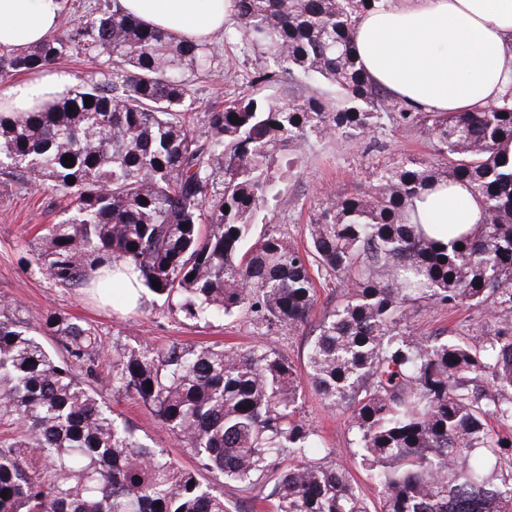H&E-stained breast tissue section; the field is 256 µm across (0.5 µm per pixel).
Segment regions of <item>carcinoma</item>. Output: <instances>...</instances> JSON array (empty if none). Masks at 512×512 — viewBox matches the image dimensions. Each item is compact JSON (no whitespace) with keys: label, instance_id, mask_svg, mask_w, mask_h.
Returning a JSON list of instances; mask_svg holds the SVG:
<instances>
[{"label":"carcinoma","instance_id":"1","mask_svg":"<svg viewBox=\"0 0 512 512\" xmlns=\"http://www.w3.org/2000/svg\"><path fill=\"white\" fill-rule=\"evenodd\" d=\"M379 2L236 0L246 44L285 74L333 86L334 107L318 96L278 105L244 94L203 115L205 138L183 106L211 44L107 2L83 19L63 12L41 44L0 51V81L74 53L100 59L101 78L0 115V175L68 199L67 217L34 254L61 286L122 262L191 318L245 309L293 331L314 303L311 268L347 277L309 349L307 380L350 419L354 455L381 488L379 512H512V90L479 112H423L389 95L352 50L355 25ZM386 118L425 127L436 163L379 169L369 194L323 209L307 250L253 238L277 148L311 134L369 147ZM436 183L467 185L480 206L473 230L447 247L410 215ZM421 301L481 310L482 344L411 335ZM16 309L0 301V417L21 427L0 440V512H227L194 472L113 416L105 386L141 402L229 480L252 485L275 461L296 460L270 492L274 512H369L349 470L333 452L320 455L318 434L297 418L301 373L274 349L118 351L105 382L92 328L48 315L41 330L57 338L55 351Z\"/></svg>","mask_w":512,"mask_h":512}]
</instances>
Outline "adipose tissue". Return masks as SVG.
Wrapping results in <instances>:
<instances>
[{"instance_id": "1", "label": "adipose tissue", "mask_w": 512, "mask_h": 512, "mask_svg": "<svg viewBox=\"0 0 512 512\" xmlns=\"http://www.w3.org/2000/svg\"><path fill=\"white\" fill-rule=\"evenodd\" d=\"M143 23L186 40H207L235 22V0H119ZM58 0H0V49L24 50L57 28ZM366 73L397 99L426 112H474L512 90V0H382L354 29ZM66 74L44 69L0 93L11 115L61 95ZM429 236L473 227L479 210L462 186L436 185L414 198Z\"/></svg>"}]
</instances>
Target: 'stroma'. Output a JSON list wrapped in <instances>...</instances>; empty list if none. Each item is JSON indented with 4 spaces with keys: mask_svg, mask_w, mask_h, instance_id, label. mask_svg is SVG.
<instances>
[{
    "mask_svg": "<svg viewBox=\"0 0 512 512\" xmlns=\"http://www.w3.org/2000/svg\"><path fill=\"white\" fill-rule=\"evenodd\" d=\"M213 47L210 72L194 80L185 111L202 113L223 105L228 97L248 92L281 104L310 96L328 103L334 98L329 85L302 75L251 86L248 75L268 68V61L239 38L214 39ZM409 158L433 160L428 132L398 128L388 121L375 132L368 146L334 135H312L283 147L272 157V166L282 172L283 179L276 198L268 203V220L258 221L255 232L305 247L308 226L320 209L345 195L369 192L377 168ZM67 205V199L47 188L27 189L0 179V299L17 304L18 316L25 325L41 327L45 316L55 313L91 326L101 342L104 358L100 370L107 378L112 375L115 350H136L146 345L163 348L173 343L240 351L272 347L298 371H305L310 343L324 316L340 300L342 286L334 276L316 275L314 306L305 323L294 331L268 330L243 312L218 319H192L183 312L179 299L150 292L145 293L138 309L124 312L116 304L100 302L89 286L61 287L38 271L33 250L40 245L42 230L65 216ZM478 320V312L471 309L448 310L423 302L412 315L408 329L415 336L453 338L463 334L476 344L480 341L474 332ZM107 399L114 415L133 424L145 443L167 450L182 467L198 469L200 481L223 496L228 512H268L266 496L278 478L277 471H269L260 483L246 487L199 469L193 452L180 445L135 398L111 392ZM299 417L316 431L322 448L335 450L338 460L348 464L368 504L377 506L379 487L349 453L354 432L348 417L326 406L307 384L302 387Z\"/></svg>",
    "mask_w": 512,
    "mask_h": 512,
    "instance_id": "35a3bbf8",
    "label": "stroma"
}]
</instances>
